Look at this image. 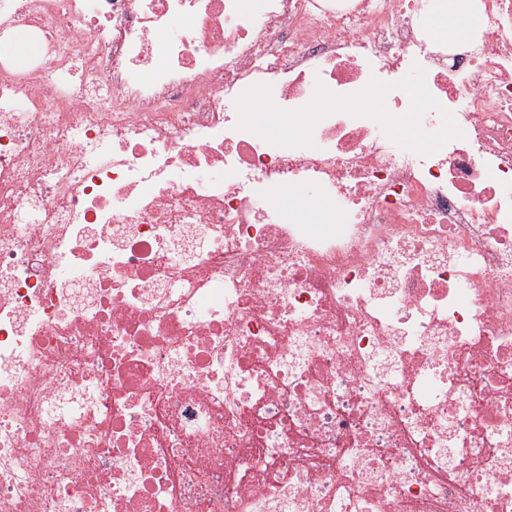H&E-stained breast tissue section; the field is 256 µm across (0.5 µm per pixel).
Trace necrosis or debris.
<instances>
[{"label": "necrosis or debris", "instance_id": "1", "mask_svg": "<svg viewBox=\"0 0 512 512\" xmlns=\"http://www.w3.org/2000/svg\"><path fill=\"white\" fill-rule=\"evenodd\" d=\"M447 9L0 0V512H512V0ZM448 3L447 18L441 19L438 24L457 38L464 39L468 34L469 24L474 23L477 17L470 13L467 0H451Z\"/></svg>", "mask_w": 512, "mask_h": 512}]
</instances>
